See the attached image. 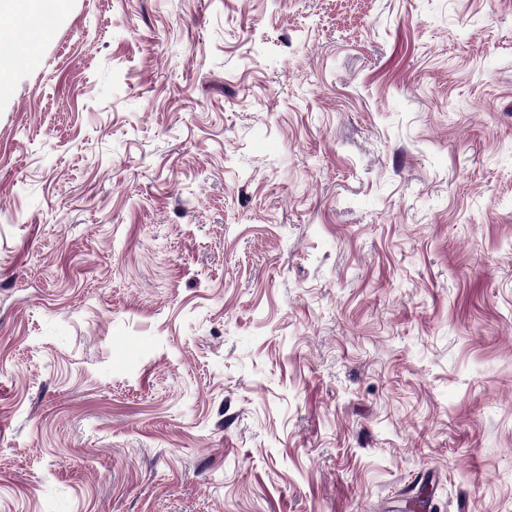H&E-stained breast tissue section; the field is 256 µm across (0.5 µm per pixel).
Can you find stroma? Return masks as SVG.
I'll list each match as a JSON object with an SVG mask.
<instances>
[{"label": "stroma", "instance_id": "stroma-1", "mask_svg": "<svg viewBox=\"0 0 512 512\" xmlns=\"http://www.w3.org/2000/svg\"><path fill=\"white\" fill-rule=\"evenodd\" d=\"M0 68V512H512V0H67Z\"/></svg>", "mask_w": 512, "mask_h": 512}]
</instances>
